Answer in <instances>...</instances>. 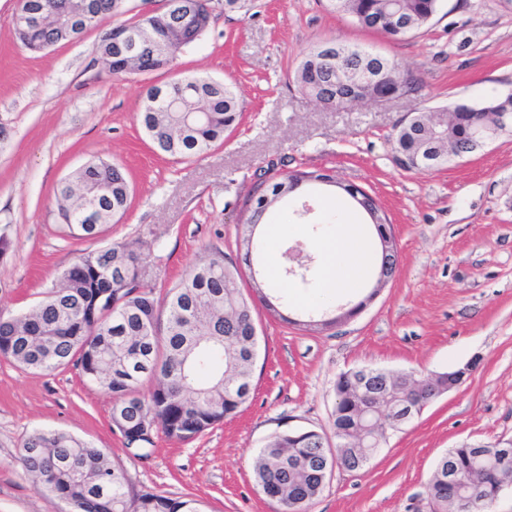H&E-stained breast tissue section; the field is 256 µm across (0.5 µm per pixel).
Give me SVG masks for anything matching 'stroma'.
Wrapping results in <instances>:
<instances>
[{
	"label": "stroma",
	"instance_id": "1",
	"mask_svg": "<svg viewBox=\"0 0 512 512\" xmlns=\"http://www.w3.org/2000/svg\"><path fill=\"white\" fill-rule=\"evenodd\" d=\"M201 38L175 70L129 79L109 74L100 32L41 53L21 48L10 25L16 0H0V311L18 315L41 300L89 242L59 230L57 190L74 170L103 158L133 188L126 215L103 240L129 242L147 257L145 279L163 297L211 251L240 261L239 221L266 175L332 170L364 188L388 216L398 243L392 281L355 317L326 329L297 325L307 288L282 284L291 322L258 308L253 399L235 417L187 442L155 431L148 457L128 449L112 423L110 396L76 367L26 370L0 357V512H65L18 462L37 429H58L109 453L139 490L187 495L205 512H276L255 487L253 461L266 441L302 427L335 447L332 412L339 373L355 367L428 375L469 367L462 384L390 435L361 471L335 470L309 512H429L425 487L438 459L467 441L512 437V133L438 169L405 171L390 137L414 112L512 92V0H443L414 36L393 41L330 11L325 0H255L251 14L213 0ZM336 39L398 61L417 93L337 111L303 95L294 73L314 43ZM233 85L237 129L206 154L162 155L135 115L146 90L175 79ZM315 215L301 216L302 203ZM343 195L305 192L271 215L305 224L278 253L314 247L326 207Z\"/></svg>",
	"mask_w": 512,
	"mask_h": 512
}]
</instances>
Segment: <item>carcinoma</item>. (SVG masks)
I'll use <instances>...</instances> for the list:
<instances>
[{"instance_id": "obj_1", "label": "carcinoma", "mask_w": 512, "mask_h": 512, "mask_svg": "<svg viewBox=\"0 0 512 512\" xmlns=\"http://www.w3.org/2000/svg\"><path fill=\"white\" fill-rule=\"evenodd\" d=\"M328 8L351 16L366 29H379L395 40L428 25L442 0H326ZM406 26L397 28V15ZM166 22L161 12L141 23L144 47L137 57L126 55L117 45L102 40L101 58L115 77L171 69L183 49L196 41L172 34L168 42L150 45ZM21 45L33 52L64 43L69 34L47 26L37 33L14 28ZM356 46L336 40L320 41L305 52L294 80L305 96L319 102L329 92L332 75L328 56H342L353 67H373L384 81L367 84L362 98L414 91L401 65L374 54L365 59L353 54ZM500 112L512 113V96L494 94L477 104H456L438 109V114L419 113L402 126L392 140L395 157L406 161L428 152L444 156L460 149L476 150L473 134L480 117L493 121ZM241 110L234 87L210 78L195 82L178 80L154 86L146 93L137 123L163 153L178 158L199 156L224 142L240 120ZM448 137H440L441 126ZM334 186L351 197L364 195L352 184L336 182L327 169L297 170L271 180L257 194L243 220L262 224L276 205L301 190ZM102 196L88 213L77 209L92 194ZM131 184L123 168L102 159L74 171L59 187V228L79 240L98 241L106 227L117 223L128 210ZM146 260L126 242H113L85 250L64 270L59 284L21 315L0 312V355L35 371L53 372L69 365L80 368L86 380L112 398V407L122 408L130 423L119 428L125 446L150 442L138 422H157L171 440L188 441L212 426L236 415L252 399L257 338L249 322L253 300L244 295L238 280L241 271L224 254L199 258L180 281L166 293L162 305L144 283ZM366 374L372 392L386 401L379 411H365L356 394L360 374ZM155 380L147 394L140 392L145 379ZM417 381L403 371L394 380L375 368H353L341 373L335 383L333 412L339 448L350 472L362 470L389 433L399 430L392 419L394 404L404 399ZM18 461L35 486L53 493L68 505L66 512H204L194 498H171L154 491H132L125 472L108 455L88 441L68 432L39 429L21 443ZM495 461L494 449L483 454L464 445L451 448L437 466L453 463L460 482L450 490L436 475L426 484L430 512H459V499H475L473 512H490L491 504L512 486V474H499L477 488L471 484L476 468ZM333 458L323 436L314 429L285 430L275 434L259 450L253 467L258 490L280 507V512H306L322 491L324 470Z\"/></svg>"}]
</instances>
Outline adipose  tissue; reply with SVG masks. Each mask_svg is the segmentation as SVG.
Masks as SVG:
<instances>
[{"label": "adipose tissue", "mask_w": 512, "mask_h": 512, "mask_svg": "<svg viewBox=\"0 0 512 512\" xmlns=\"http://www.w3.org/2000/svg\"><path fill=\"white\" fill-rule=\"evenodd\" d=\"M319 256L317 291L302 306H321L328 299L362 288L374 275L372 252L354 217L340 216L316 247Z\"/></svg>", "instance_id": "adipose-tissue-1"}]
</instances>
